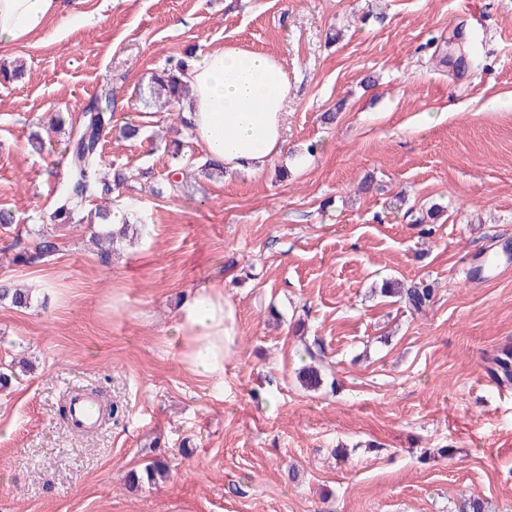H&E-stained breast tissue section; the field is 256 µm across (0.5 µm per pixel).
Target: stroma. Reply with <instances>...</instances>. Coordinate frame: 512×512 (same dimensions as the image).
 <instances>
[{
    "mask_svg": "<svg viewBox=\"0 0 512 512\" xmlns=\"http://www.w3.org/2000/svg\"><path fill=\"white\" fill-rule=\"evenodd\" d=\"M470 58L457 69L448 41ZM242 45L288 69L283 152L258 173L210 179L188 144L166 182L173 113L145 103L152 73L188 47ZM0 512H512V268L471 276L512 249V0H59L44 28L0 45ZM119 123L105 155L129 182L114 211L149 230L101 263L86 224L43 261L15 262L18 232L48 217L67 129L106 79ZM224 280L238 344L223 385L184 368L177 304ZM424 283V311L381 296ZM121 298L123 310L112 308ZM320 344L324 385L301 387ZM117 414L72 433L70 388ZM448 446L449 458L434 456ZM164 457L157 485L125 474Z\"/></svg>",
    "mask_w": 512,
    "mask_h": 512,
    "instance_id": "35a3bbf8",
    "label": "stroma"
}]
</instances>
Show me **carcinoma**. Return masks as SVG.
Segmentation results:
<instances>
[{"label":"carcinoma","mask_w":512,"mask_h":512,"mask_svg":"<svg viewBox=\"0 0 512 512\" xmlns=\"http://www.w3.org/2000/svg\"><path fill=\"white\" fill-rule=\"evenodd\" d=\"M188 64L181 59H170L161 73L155 74L149 85L150 98L156 102H164L175 111L184 129H189V121L184 115L187 98L185 96L187 82L183 81ZM112 83L102 86L100 92L91 98L82 110L78 126L70 130L66 146L67 179L63 183L55 202V208L49 215L50 224L62 226L74 223L75 215L81 210L83 203L91 200H110L112 194L124 185L126 178L122 171L103 167L102 153L104 149V132L112 128L113 109ZM113 212L109 208L91 210L85 221L94 226L91 238L95 241L108 240L112 243L135 239L141 235L142 228L130 220L127 213L122 214L118 228L112 227ZM34 238L31 250L17 256L27 258L28 262H36L54 255L58 251L57 235L42 225L29 229ZM380 293L386 297H397L406 309L421 312L429 305L432 290L425 285L412 284L407 287L398 282H383ZM31 292H22L6 284L0 285V302H7L17 308H28L31 305ZM310 362L299 368L297 379L309 390H318L324 384V376L316 355L306 349ZM494 375L505 381L512 380V355L504 352L493 359ZM169 467L165 460L159 458L151 461L138 473H129V482L133 486L143 483L154 484L165 479Z\"/></svg>","instance_id":"carcinoma-1"}]
</instances>
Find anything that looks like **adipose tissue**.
Instances as JSON below:
<instances>
[{"instance_id": "1", "label": "adipose tissue", "mask_w": 512, "mask_h": 512, "mask_svg": "<svg viewBox=\"0 0 512 512\" xmlns=\"http://www.w3.org/2000/svg\"><path fill=\"white\" fill-rule=\"evenodd\" d=\"M57 11L58 0H0V42L26 38ZM185 79L193 93L187 117L205 157L229 172H258L281 153L290 83L278 58L238 46L211 49ZM172 333L189 371L223 383L238 336L223 279L200 285L182 302Z\"/></svg>"}]
</instances>
